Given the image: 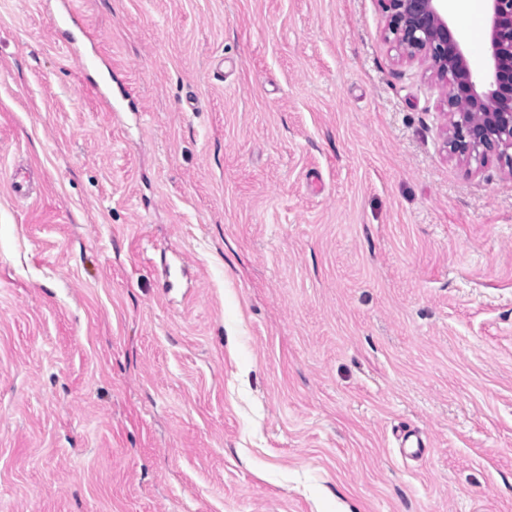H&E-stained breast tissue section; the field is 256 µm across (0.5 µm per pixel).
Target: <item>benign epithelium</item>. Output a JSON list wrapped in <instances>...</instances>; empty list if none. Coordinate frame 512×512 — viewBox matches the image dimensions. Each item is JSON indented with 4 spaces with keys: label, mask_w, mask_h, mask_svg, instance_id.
Listing matches in <instances>:
<instances>
[{
    "label": "benign epithelium",
    "mask_w": 512,
    "mask_h": 512,
    "mask_svg": "<svg viewBox=\"0 0 512 512\" xmlns=\"http://www.w3.org/2000/svg\"><path fill=\"white\" fill-rule=\"evenodd\" d=\"M383 38L401 59L427 65L448 113V156L512 174V0H486L487 65L469 63L448 17V0H378Z\"/></svg>",
    "instance_id": "1"
}]
</instances>
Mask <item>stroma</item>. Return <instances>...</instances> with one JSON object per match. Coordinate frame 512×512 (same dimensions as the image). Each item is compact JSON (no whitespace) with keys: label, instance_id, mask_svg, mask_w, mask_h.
Instances as JSON below:
<instances>
[{"label":"stroma","instance_id":"35a3bbf8","mask_svg":"<svg viewBox=\"0 0 512 512\" xmlns=\"http://www.w3.org/2000/svg\"><path fill=\"white\" fill-rule=\"evenodd\" d=\"M56 4L0 0V512H512V173L377 0Z\"/></svg>","mask_w":512,"mask_h":512}]
</instances>
